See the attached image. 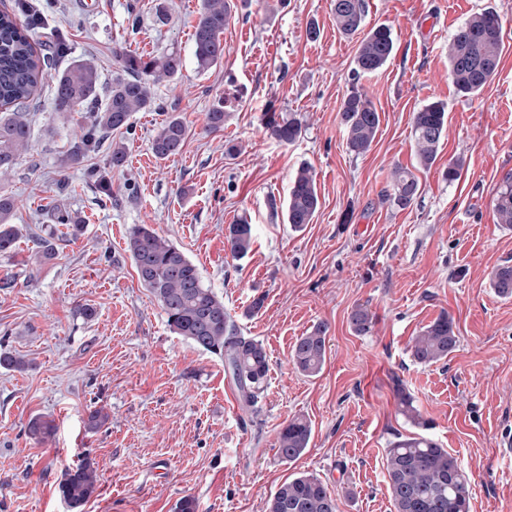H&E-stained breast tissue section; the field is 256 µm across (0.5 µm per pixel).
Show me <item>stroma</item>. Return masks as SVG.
<instances>
[{"label": "stroma", "mask_w": 512, "mask_h": 512, "mask_svg": "<svg viewBox=\"0 0 512 512\" xmlns=\"http://www.w3.org/2000/svg\"><path fill=\"white\" fill-rule=\"evenodd\" d=\"M27 2L68 45L58 68L93 59L101 93L122 74L112 56L118 44L143 55L179 50L184 67L154 85L157 109L136 113L131 133L121 134L128 161L111 172V195L89 186L82 170H61L73 123L55 112L47 85L30 115L29 148L0 179L17 199L19 231L15 250L0 254V353L28 362L20 372L0 369V512H69L58 483L86 456L98 489L84 512H175L186 496L197 512H267L278 486L299 472L328 486L337 512H394L385 450L410 432L397 412V379L429 420V436L469 476L470 512H512V457L499 448L512 436V299L489 286L491 271L512 263V230L491 206L512 173V0H366L367 26L388 25L395 50L360 80L380 127L358 157L340 123L357 41L338 31L330 0H239L224 58L203 74L191 41L200 0ZM485 9L503 26L500 66L483 91L463 97L448 80V42ZM226 95L223 131L206 133V112ZM436 100L448 109V135L433 167L417 173L418 198L402 209L385 198L391 171L411 165L412 114ZM272 109L302 119L297 142L266 134L261 117ZM171 112L183 116L186 142L161 160L151 141ZM228 142L239 147L231 158ZM456 158L464 167L451 183L442 172ZM305 163L320 206L296 232L272 207L285 203ZM61 178L69 184L62 193ZM58 204L81 217L78 236L45 220ZM241 218L253 225L254 244L235 259L224 229ZM135 224L180 247L241 332L265 346L270 371L255 412L241 409L223 359L172 333L139 282L126 251ZM51 234L57 250L47 257L37 241ZM259 296L262 309L248 314ZM358 304L373 315L362 336L349 324ZM87 306L89 319L80 313ZM443 312L458 347L447 361L420 366L411 339ZM318 324L327 328L326 359L308 377L290 351ZM99 408L109 421L88 430V413ZM298 414L310 419L312 440L288 463L275 444ZM35 416L54 421V438L26 436Z\"/></svg>", "instance_id": "stroma-1"}]
</instances>
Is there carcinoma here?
Instances as JSON below:
<instances>
[{
	"mask_svg": "<svg viewBox=\"0 0 512 512\" xmlns=\"http://www.w3.org/2000/svg\"><path fill=\"white\" fill-rule=\"evenodd\" d=\"M336 26L351 36L362 29L366 0H331ZM233 0H201L198 20L192 34L197 70L205 73L218 66L224 57L222 36L232 18ZM45 19L32 20L25 13L0 11V107L12 105L16 112L0 118V178L13 171L20 155L29 147L31 124L27 109L55 59L67 53L59 40L47 54L37 51L35 32ZM395 38L390 27L371 28L358 42L352 88L343 100L340 121L346 144L357 156L370 151L376 138L380 115L358 87L361 77L378 72L392 56ZM503 50L502 27L498 14L484 10L459 25L448 42V79L458 94L467 97L480 93L497 74ZM125 76L112 83L104 105H98L100 74L92 59L72 62L57 73L53 83L54 111L71 117L78 115L79 134L61 159L64 169L80 168L86 181L112 195L106 171L89 163L103 139L114 131H131L133 115L156 108L152 86L161 80L177 78L183 59L176 50L160 55L132 54L124 47L112 50ZM229 98L206 113V129L216 133L224 129V106ZM302 121L293 114L271 113L265 121L266 133L281 144H293L302 134ZM448 113L441 101H431L413 113L412 151L417 165L429 169L447 136ZM187 127L176 114L164 119L156 130L151 150L159 159L179 154L186 141ZM127 162L124 143L113 145L108 167L120 169ZM421 185L407 168L396 166L391 172L389 200L405 208L418 197ZM16 202L0 191V253L15 249L18 230L11 224ZM319 208L316 179L307 166L298 169L292 179L283 210L284 221L294 231L312 223ZM496 223L512 229V174L500 183L493 198ZM53 224H65L71 235L82 229L78 216L55 206L46 212ZM227 248L234 258L246 256L254 242L253 227L240 219L225 228ZM139 282L159 300L168 326L176 335L202 351L224 359V369L232 378L242 409L254 410L264 391L269 373V356L263 343L245 336L222 301L206 287L194 265L175 244L159 236L146 224H134L126 239ZM490 287L501 298H512V265L496 267L490 275ZM350 324L358 335L370 332L373 316L364 305L350 314ZM327 328L317 325L298 337L290 360L295 369L307 376L321 371L326 356ZM458 336L453 319L440 314L413 337L410 353L413 361L430 366L448 359L457 347ZM395 397L401 414L418 429L428 422L413 405L411 394L395 383ZM54 433L51 421L32 418L28 437L42 442ZM312 424L304 416H294L278 433L276 447L280 459L293 462L309 447ZM384 468L394 512H470L471 483L456 457L435 440L416 431L400 436L386 448ZM97 467L86 457L64 471L58 484L61 498L72 509L81 508L96 493ZM268 512H337L336 497L317 476L299 473L285 480L268 502Z\"/></svg>",
	"mask_w": 512,
	"mask_h": 512,
	"instance_id": "carcinoma-1",
	"label": "carcinoma"
}]
</instances>
